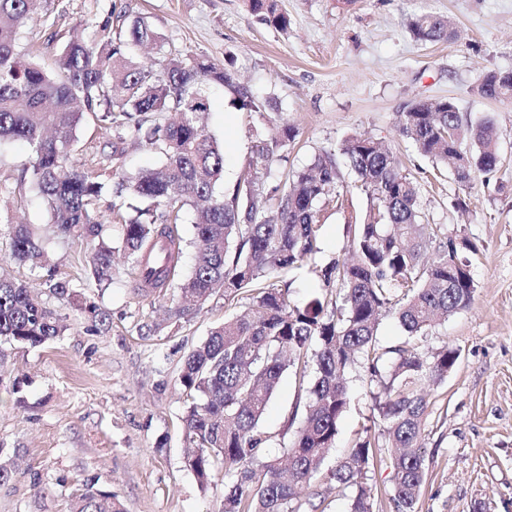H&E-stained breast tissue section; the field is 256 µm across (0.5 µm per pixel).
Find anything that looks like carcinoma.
Segmentation results:
<instances>
[{"mask_svg": "<svg viewBox=\"0 0 512 512\" xmlns=\"http://www.w3.org/2000/svg\"><path fill=\"white\" fill-rule=\"evenodd\" d=\"M40 2L0 0V144L21 139L33 147L30 184L58 232L94 240L102 236L95 206L103 189L110 184L118 198L136 196L141 201L136 215L121 217L122 250L161 291L171 285L182 257V239L171 225L191 209L196 256L170 317L195 313L218 288L226 296L251 293L248 312L212 328L181 363L178 381L192 397L182 417L191 448L185 468L206 490L215 466L224 465L223 512H298L300 490L334 447L338 421L349 405L344 376L360 363L378 387L384 432L398 449L391 458L390 500L395 512H417L427 479L421 442L425 385L444 380L459 354L447 348L430 355L408 340L382 349L375 343L378 320L392 311L409 337L418 336L465 308L474 285L456 244L421 222L419 189L400 159L359 134L345 139L339 153L324 150L293 172L275 203L265 193L264 172L253 163L232 192L219 193L224 150L200 125V115L211 109L210 89L229 90L239 109L260 115L269 102L240 84L232 69L204 55L171 53L158 63L133 62L138 48L159 41L142 18L115 29L107 21L91 40L67 41L56 76H50L18 50L21 30ZM249 2L265 22L288 28V17L276 12L272 0ZM408 27L422 43L452 38L449 22L429 13L415 16ZM477 94L511 100L512 76L488 73ZM89 113L119 131L112 152L94 171L79 167L70 154ZM400 128L422 155L451 166L463 185L500 163L493 123L464 124L449 99L412 105L402 113ZM296 136L286 123L257 134V159L271 161ZM128 141L154 149L160 165L128 174ZM339 155L358 175L369 207L352 217L350 259L337 258L321 269L340 303L331 307L313 297L297 306L276 279L319 252L321 203L344 207ZM431 250L435 256L426 265ZM10 254L45 266L41 244L24 225L10 232ZM112 261V247L98 243L91 264L102 287L112 281ZM63 330L38 295L0 277V340L37 346ZM310 361L315 374L301 425L281 456L268 457L262 449L270 436L259 422L282 375L293 369L303 378ZM381 462V449L367 439L331 471L337 489L351 490L350 512H372V488L365 479ZM73 512L123 509L112 493L88 485L76 496Z\"/></svg>", "mask_w": 512, "mask_h": 512, "instance_id": "1", "label": "carcinoma"}]
</instances>
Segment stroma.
<instances>
[{"label":"stroma","instance_id":"1","mask_svg":"<svg viewBox=\"0 0 512 512\" xmlns=\"http://www.w3.org/2000/svg\"><path fill=\"white\" fill-rule=\"evenodd\" d=\"M289 20L280 30L252 13L247 0H41L20 36L26 58L53 69L62 41L84 39L99 24L145 18L160 34L151 52L171 50L231 61L242 82L275 108L268 124L294 125L295 145L268 164V186L310 165L321 150L355 134L372 136L398 156L419 188L425 223L440 225L467 263L471 303L415 338L393 316L377 329L380 346L412 340L427 351L457 349L447 378L427 387L422 444L429 466L418 512H512V102L480 97L475 87L491 70L512 71V0H276ZM430 12L448 18L454 38L414 41L409 19ZM452 99L466 123L492 119L501 163L464 187L434 168L401 134L397 115L423 99ZM207 131L224 149V185L232 187L253 160L255 115L237 109L230 92L212 91ZM117 133L93 116L82 120L72 149L91 163L109 153ZM29 147H0V275L23 281L59 315L60 336L39 346L0 344V462L11 464L0 483V512H71L85 485L115 494L124 512H220L224 468L202 492L183 464L181 418L189 399L178 384L181 358L212 327L242 313L244 295L216 292L193 315L167 318L178 290L144 295L136 268L116 255L109 288L91 270L92 241L61 237L31 190ZM346 206L321 213V251L315 263L288 272L299 305L323 295L316 265L345 258L348 218L369 201L357 177L342 169ZM24 224L48 252L57 280L71 289L60 300L47 291L46 270L10 256L11 225ZM49 267V268H50ZM102 313L103 326L92 315ZM351 401L339 420L334 449L300 496L301 512H349L330 477L338 460L363 439L385 443L368 373L345 376ZM307 385L282 376L260 423L279 454L297 430L292 419Z\"/></svg>","mask_w":512,"mask_h":512}]
</instances>
